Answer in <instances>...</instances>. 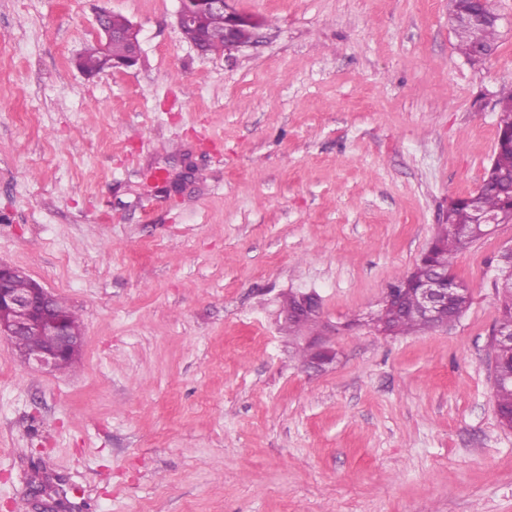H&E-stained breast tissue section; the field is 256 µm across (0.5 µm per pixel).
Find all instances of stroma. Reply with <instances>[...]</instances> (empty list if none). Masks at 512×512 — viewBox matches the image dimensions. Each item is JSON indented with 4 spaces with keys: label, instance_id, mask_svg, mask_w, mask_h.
I'll return each instance as SVG.
<instances>
[{
    "label": "stroma",
    "instance_id": "obj_1",
    "mask_svg": "<svg viewBox=\"0 0 512 512\" xmlns=\"http://www.w3.org/2000/svg\"><path fill=\"white\" fill-rule=\"evenodd\" d=\"M448 3L233 0L255 43L203 55L179 0H0V261L84 336L52 373L0 338V512H512L489 346L512 224L457 256L459 320L370 321L481 183L512 82V0L480 66ZM103 8L141 57L89 78ZM295 291L322 301L319 370ZM390 302H398V299L388 291L382 301L385 305L377 313V321L388 332L386 335L407 334L431 328L407 304L403 308L402 305H387ZM310 354L313 357L311 364L316 367L331 364L336 360V350L319 338L308 344ZM310 354L307 351L303 354L304 362L310 363Z\"/></svg>",
    "mask_w": 512,
    "mask_h": 512
}]
</instances>
